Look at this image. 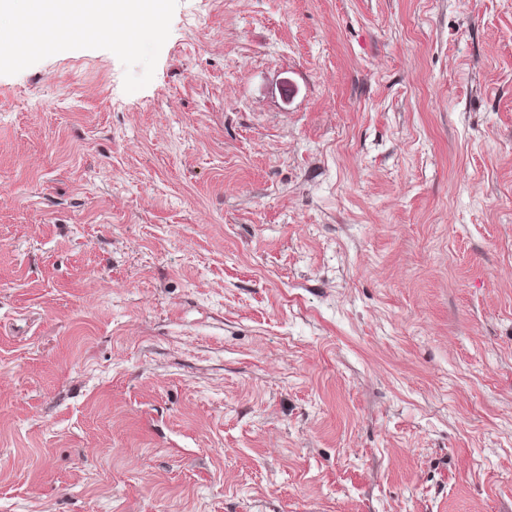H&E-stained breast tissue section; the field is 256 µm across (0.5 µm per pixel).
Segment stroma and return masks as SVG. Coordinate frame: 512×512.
Masks as SVG:
<instances>
[{
	"label": "stroma",
	"mask_w": 512,
	"mask_h": 512,
	"mask_svg": "<svg viewBox=\"0 0 512 512\" xmlns=\"http://www.w3.org/2000/svg\"><path fill=\"white\" fill-rule=\"evenodd\" d=\"M123 80L0 75V512H512V0H178Z\"/></svg>",
	"instance_id": "35a3bbf8"
}]
</instances>
